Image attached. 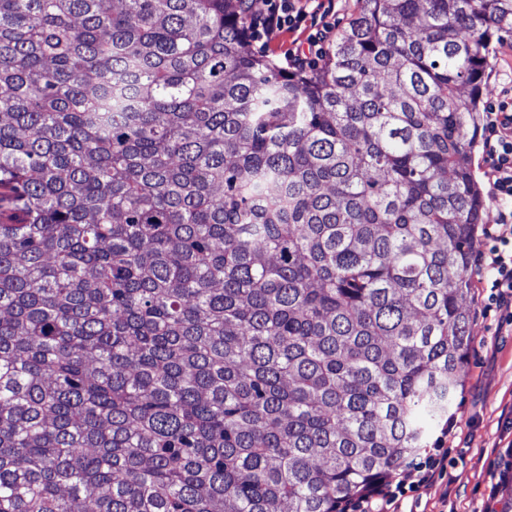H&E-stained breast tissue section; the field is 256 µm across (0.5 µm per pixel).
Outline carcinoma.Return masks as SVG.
I'll return each instance as SVG.
<instances>
[{
	"label": "carcinoma",
	"mask_w": 512,
	"mask_h": 512,
	"mask_svg": "<svg viewBox=\"0 0 512 512\" xmlns=\"http://www.w3.org/2000/svg\"><path fill=\"white\" fill-rule=\"evenodd\" d=\"M0 0V512H338L448 425L512 0ZM248 3L244 13L247 17L246 33L254 42H261V47L266 49L269 40L284 31L298 30L293 34H284L273 39L268 50L261 52L274 62L283 63L282 70L287 72H296L306 69L307 66L315 65V61L322 59L327 54L326 42L329 38L331 29L323 25L321 29H316L314 33L310 27L308 19L314 20L318 15L323 19L329 14H334L336 10V24L333 18H327L326 21L332 24V39L336 33L348 22V20L357 13L361 7V2L357 0H245ZM314 7L310 9V3ZM308 22V23H307ZM308 25V26H307ZM302 27L306 28L302 33ZM301 28V29H300ZM311 33L309 36L308 34ZM308 38L306 39V37ZM306 39L307 47H304ZM295 40L293 47L288 48V43ZM288 48L283 55L281 50ZM489 52L490 67L486 71L482 94L484 108L500 98L502 90L512 86V35L494 36Z\"/></svg>",
	"instance_id": "obj_1"
}]
</instances>
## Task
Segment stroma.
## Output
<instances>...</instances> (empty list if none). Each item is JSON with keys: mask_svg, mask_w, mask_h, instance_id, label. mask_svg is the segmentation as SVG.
Here are the masks:
<instances>
[{"mask_svg": "<svg viewBox=\"0 0 512 512\" xmlns=\"http://www.w3.org/2000/svg\"><path fill=\"white\" fill-rule=\"evenodd\" d=\"M482 98L491 102L512 87V35L492 38ZM488 289L473 286L464 306L471 342L461 387L448 429L432 445L447 449L448 470L419 487L403 512H512V488L490 497L489 490L512 468V326L505 312L488 310Z\"/></svg>", "mask_w": 512, "mask_h": 512, "instance_id": "obj_1", "label": "stroma"}]
</instances>
